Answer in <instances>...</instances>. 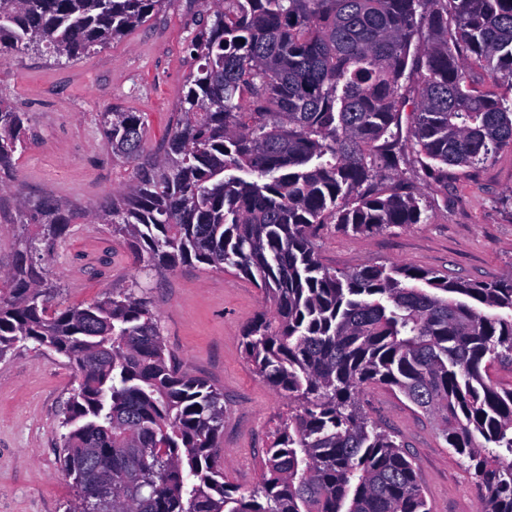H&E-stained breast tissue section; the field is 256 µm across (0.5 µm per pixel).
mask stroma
Segmentation results:
<instances>
[{
	"instance_id": "1",
	"label": "stroma",
	"mask_w": 512,
	"mask_h": 512,
	"mask_svg": "<svg viewBox=\"0 0 512 512\" xmlns=\"http://www.w3.org/2000/svg\"><path fill=\"white\" fill-rule=\"evenodd\" d=\"M204 0H165L150 21L124 38L71 61L29 50L0 65V95L30 113L37 141L16 158L0 196L49 192L97 206L124 189L132 168L116 161L99 125L100 112L143 113L144 148L157 153L167 137L191 67L187 38ZM383 186L401 185L420 200L427 221L370 235L328 229L316 241L320 262L349 273L366 265L405 264L473 280L512 277V151L475 168L453 167L428 178L420 156L406 151ZM40 265L58 298L80 304L147 286L167 351L181 369L224 396L217 454L227 487L246 492L263 471L265 449L290 403L253 371L241 333L264 310L258 288L234 269L192 261L172 270L139 271L127 243L109 225H72ZM78 378L67 359L26 344L0 359V512H73L77 491L58 457L62 421ZM363 408L404 442L432 512H481L472 471L396 389L369 387Z\"/></svg>"
}]
</instances>
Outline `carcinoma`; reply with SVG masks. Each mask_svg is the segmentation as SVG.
<instances>
[{
    "mask_svg": "<svg viewBox=\"0 0 512 512\" xmlns=\"http://www.w3.org/2000/svg\"><path fill=\"white\" fill-rule=\"evenodd\" d=\"M162 3L0 0V64L25 50L87 54ZM187 51L193 69L158 154L144 155L141 113H100L112 157L134 166L122 193L96 208L19 194L0 210L27 228L0 275V358L32 342L78 373L61 448L76 512L103 500L112 512H431L402 442L363 412L376 384L436 419L474 470L482 512H512V387L483 374L512 358V277L397 264L336 273L314 248L329 226L373 234L427 220L419 198L375 183L401 161L405 80L417 79L411 145L428 174L512 149V103L468 79L478 66L512 85V0H215ZM36 137L30 114L0 98V183ZM88 219L127 238L145 268H232L269 304L244 328V353L298 409L251 491L224 484L222 395L181 372L146 297L49 304L57 285L38 259ZM102 448L104 487L90 468Z\"/></svg>",
    "mask_w": 512,
    "mask_h": 512,
    "instance_id": "obj_1",
    "label": "carcinoma"
}]
</instances>
